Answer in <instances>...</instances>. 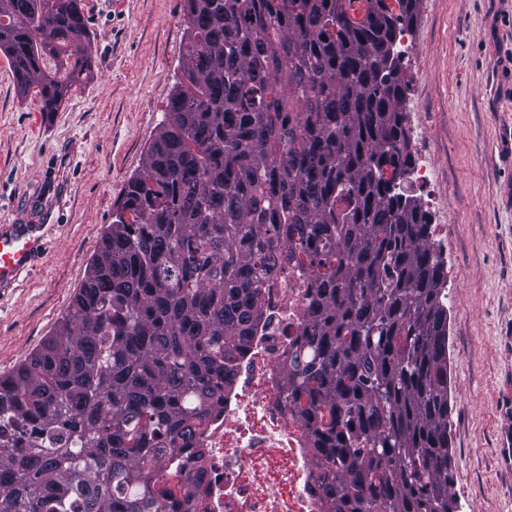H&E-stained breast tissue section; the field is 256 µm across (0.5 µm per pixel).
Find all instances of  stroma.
<instances>
[{
    "mask_svg": "<svg viewBox=\"0 0 512 512\" xmlns=\"http://www.w3.org/2000/svg\"><path fill=\"white\" fill-rule=\"evenodd\" d=\"M91 77L44 111L0 55V225L47 242L0 292V377L69 311L181 79L185 0H81ZM403 110L415 195L448 283V429L456 512H512V0H419Z\"/></svg>",
    "mask_w": 512,
    "mask_h": 512,
    "instance_id": "1",
    "label": "stroma"
}]
</instances>
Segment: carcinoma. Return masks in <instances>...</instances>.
Returning <instances> with one entry per match:
<instances>
[{"label":"carcinoma","instance_id":"obj_1","mask_svg":"<svg viewBox=\"0 0 512 512\" xmlns=\"http://www.w3.org/2000/svg\"><path fill=\"white\" fill-rule=\"evenodd\" d=\"M45 2L0 0V54L52 112L88 32L81 0ZM185 2L184 82L144 168L67 315L0 377V512H158L280 258L314 277L284 374L324 512H455L448 274L408 180L397 50L418 0Z\"/></svg>","mask_w":512,"mask_h":512}]
</instances>
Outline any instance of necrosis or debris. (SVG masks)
Wrapping results in <instances>:
<instances>
[{
  "instance_id": "1",
  "label": "necrosis or debris",
  "mask_w": 512,
  "mask_h": 512,
  "mask_svg": "<svg viewBox=\"0 0 512 512\" xmlns=\"http://www.w3.org/2000/svg\"><path fill=\"white\" fill-rule=\"evenodd\" d=\"M311 286L307 268L294 262L263 283L247 348L232 362L224 402L198 437L203 457L189 448L166 465L174 482L200 483L207 512L324 510L309 430L286 401L283 371L300 340Z\"/></svg>"
}]
</instances>
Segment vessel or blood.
<instances>
[{
    "instance_id": "obj_1",
    "label": "vessel or blood",
    "mask_w": 512,
    "mask_h": 512,
    "mask_svg": "<svg viewBox=\"0 0 512 512\" xmlns=\"http://www.w3.org/2000/svg\"><path fill=\"white\" fill-rule=\"evenodd\" d=\"M44 247L38 225L0 226V289L11 287Z\"/></svg>"
}]
</instances>
